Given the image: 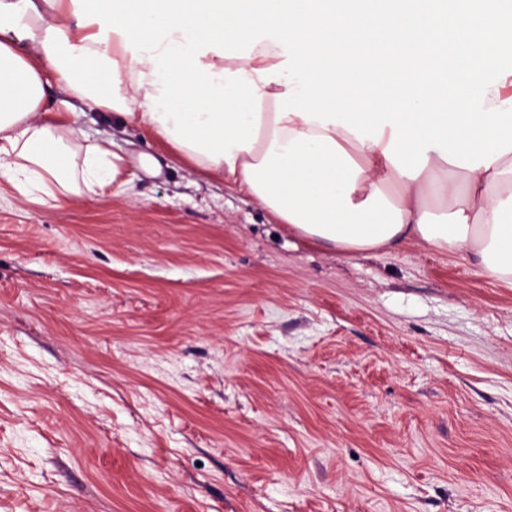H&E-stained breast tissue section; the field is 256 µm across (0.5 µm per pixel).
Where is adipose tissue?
<instances>
[{
  "mask_svg": "<svg viewBox=\"0 0 512 512\" xmlns=\"http://www.w3.org/2000/svg\"><path fill=\"white\" fill-rule=\"evenodd\" d=\"M511 58L512 0H0V188L61 208L154 169L55 85L324 249L415 241L512 286Z\"/></svg>",
  "mask_w": 512,
  "mask_h": 512,
  "instance_id": "adipose-tissue-1",
  "label": "adipose tissue"
}]
</instances>
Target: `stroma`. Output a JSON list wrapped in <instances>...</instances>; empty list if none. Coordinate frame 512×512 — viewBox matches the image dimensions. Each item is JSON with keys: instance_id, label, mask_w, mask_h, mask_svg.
I'll return each instance as SVG.
<instances>
[{"instance_id": "35a3bbf8", "label": "stroma", "mask_w": 512, "mask_h": 512, "mask_svg": "<svg viewBox=\"0 0 512 512\" xmlns=\"http://www.w3.org/2000/svg\"><path fill=\"white\" fill-rule=\"evenodd\" d=\"M126 193L0 195V512H512V288L297 237L150 130Z\"/></svg>"}]
</instances>
